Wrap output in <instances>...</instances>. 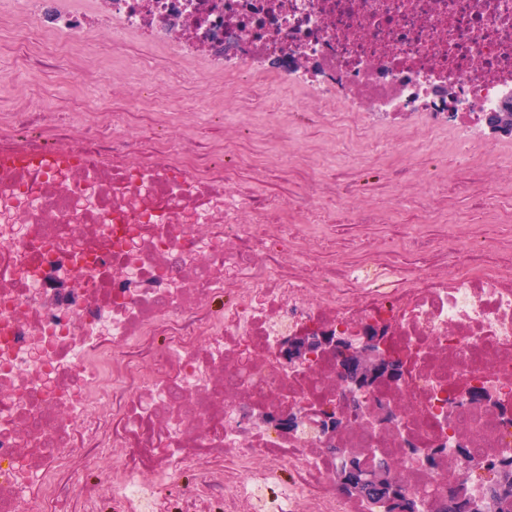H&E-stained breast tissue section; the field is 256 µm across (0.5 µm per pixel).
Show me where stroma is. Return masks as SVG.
<instances>
[{"instance_id": "stroma-1", "label": "stroma", "mask_w": 512, "mask_h": 512, "mask_svg": "<svg viewBox=\"0 0 512 512\" xmlns=\"http://www.w3.org/2000/svg\"><path fill=\"white\" fill-rule=\"evenodd\" d=\"M9 3L0 0V89L13 111L36 114L38 125L48 126L53 114L69 112L77 126L116 124L145 142L153 129L167 126L173 135L206 144L214 156L226 144L248 161L237 173V184L258 187L274 200L295 197L314 169L330 166L352 193L347 211L335 215L333 245L318 255L321 268L334 267L340 254L360 258V244L387 246L392 228L418 224L425 207L462 224L512 216V181L501 178L498 168L500 155L512 153V137L474 135L467 156L454 150L455 128L434 130L409 118L400 121L396 134L413 143L416 155L409 163L393 150L395 134L382 125L364 127L358 109L338 100L322 122L302 125L289 117L293 143L279 147L266 136L265 117L255 106L268 82L260 67L196 88L170 79L148 94L133 75L112 66L113 55H136L138 43L116 46L110 35L101 34L94 47L74 50L63 64H53L47 51L21 48L7 14ZM239 89L247 91L252 109L225 114V92ZM408 163L414 169L407 185L410 200L393 201L389 180ZM493 184L498 192L486 199L484 191Z\"/></svg>"}]
</instances>
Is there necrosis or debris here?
I'll use <instances>...</instances> for the list:
<instances>
[{
	"label": "necrosis or debris",
	"mask_w": 512,
	"mask_h": 512,
	"mask_svg": "<svg viewBox=\"0 0 512 512\" xmlns=\"http://www.w3.org/2000/svg\"><path fill=\"white\" fill-rule=\"evenodd\" d=\"M13 2L59 57L108 31L166 51L196 83L263 58L272 126L292 81L318 93L306 120L365 101L368 126L379 109L435 130L477 123L512 96V0H223L201 24L195 0ZM196 52L207 69L189 67ZM449 81L469 111L441 92ZM55 122L51 136L18 112L0 134V155L53 159L0 166V512H38L63 460L65 496L90 502L104 484L113 512H381L341 492L344 448L370 449L435 512L449 479L512 460V258L498 261L494 226L445 224L439 247L411 231L396 244L405 261L373 252L326 272L323 212L349 196L329 174L277 203L204 166L193 140L145 146L93 126L71 138L70 117ZM294 210L306 223L287 222ZM160 323L165 351L92 430L93 396ZM346 330L382 337L400 377L357 390L335 351L280 358L287 338ZM326 404L340 420L328 437L249 421ZM377 404L392 421L361 424ZM98 448L116 465L96 482L83 460Z\"/></svg>",
	"instance_id": "necrosis-or-debris-1"
}]
</instances>
